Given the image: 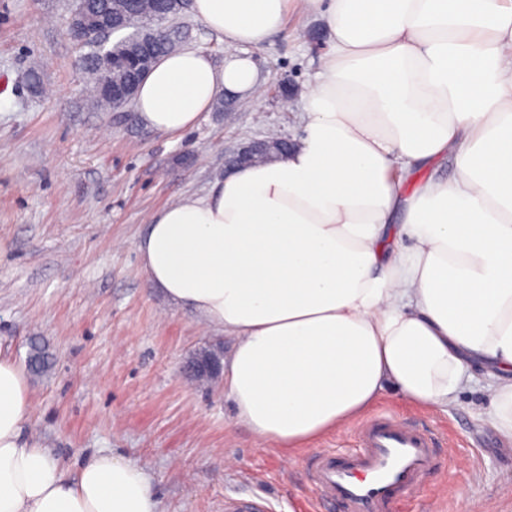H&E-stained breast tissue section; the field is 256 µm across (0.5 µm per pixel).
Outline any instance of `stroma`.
<instances>
[{
  "label": "stroma",
  "instance_id": "35a3bbf8",
  "mask_svg": "<svg viewBox=\"0 0 512 512\" xmlns=\"http://www.w3.org/2000/svg\"><path fill=\"white\" fill-rule=\"evenodd\" d=\"M74 0H0V354L25 365L43 343L51 368L27 376L26 430L71 466L109 452L149 475L161 512H224L228 495L258 494L270 512H325L309 471L325 449L356 447V428L287 455L239 423L223 382L187 378L186 359L230 340L170 304L140 270L136 243L150 216L206 195L224 153L253 140L291 138L297 101L329 45L318 20L290 11L251 54L261 102L202 113L166 134L103 112L85 94V54L68 34ZM185 48L223 65L228 48L193 13ZM39 73L41 89L28 83ZM458 405L425 412L386 391L375 412L430 431L435 467L408 492L405 512H512V441L480 422L491 407L484 375Z\"/></svg>",
  "mask_w": 512,
  "mask_h": 512
}]
</instances>
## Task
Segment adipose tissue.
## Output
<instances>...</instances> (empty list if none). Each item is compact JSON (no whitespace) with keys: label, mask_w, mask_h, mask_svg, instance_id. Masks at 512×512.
Here are the masks:
<instances>
[{"label":"adipose tissue","mask_w":512,"mask_h":512,"mask_svg":"<svg viewBox=\"0 0 512 512\" xmlns=\"http://www.w3.org/2000/svg\"><path fill=\"white\" fill-rule=\"evenodd\" d=\"M294 5L331 45L301 134L152 214L142 272L231 341L224 393L267 445L344 430L390 386L447 410L471 365L512 440V0H192L224 64L161 57L140 120L181 132L222 92L257 101L249 51ZM445 158L452 180L426 176ZM32 414L0 356V512H160L141 467L112 452L69 471L25 433Z\"/></svg>","instance_id":"obj_1"}]
</instances>
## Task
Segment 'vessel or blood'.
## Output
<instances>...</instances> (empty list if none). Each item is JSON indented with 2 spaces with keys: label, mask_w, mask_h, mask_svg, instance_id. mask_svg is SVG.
<instances>
[{
  "label": "vessel or blood",
  "mask_w": 512,
  "mask_h": 512,
  "mask_svg": "<svg viewBox=\"0 0 512 512\" xmlns=\"http://www.w3.org/2000/svg\"><path fill=\"white\" fill-rule=\"evenodd\" d=\"M434 446L431 433L379 414L360 426L354 451L319 455L313 485L337 512H388L431 473Z\"/></svg>",
  "instance_id": "b4317fda"
}]
</instances>
